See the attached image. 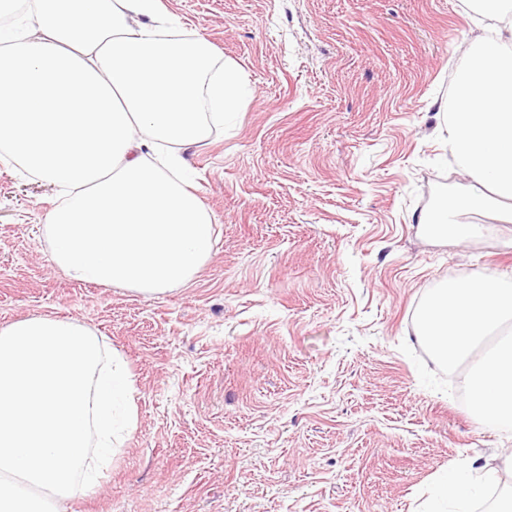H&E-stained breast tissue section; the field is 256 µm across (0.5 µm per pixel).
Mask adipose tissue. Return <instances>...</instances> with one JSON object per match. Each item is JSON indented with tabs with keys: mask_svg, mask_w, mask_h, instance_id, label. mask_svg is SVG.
<instances>
[{
	"mask_svg": "<svg viewBox=\"0 0 512 512\" xmlns=\"http://www.w3.org/2000/svg\"><path fill=\"white\" fill-rule=\"evenodd\" d=\"M495 21L467 57L439 133L483 192L452 195L421 219L424 239L459 245L489 199L512 206V0H484ZM0 0V161L60 189L44 226L71 280L144 296L192 281L210 259L213 220L188 181L170 176L207 124L237 110L248 85L205 38L181 34L162 0H31L13 20ZM512 512V455L437 482L460 505L482 488Z\"/></svg>",
	"mask_w": 512,
	"mask_h": 512,
	"instance_id": "adipose-tissue-1",
	"label": "adipose tissue"
}]
</instances>
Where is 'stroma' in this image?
<instances>
[{"instance_id": "1", "label": "stroma", "mask_w": 512, "mask_h": 512, "mask_svg": "<svg viewBox=\"0 0 512 512\" xmlns=\"http://www.w3.org/2000/svg\"><path fill=\"white\" fill-rule=\"evenodd\" d=\"M251 89L182 166L218 229L192 283L74 282L43 228L54 186L0 163V327L70 318L137 388V424L61 512H423L435 478L512 436L420 383L400 343L434 286L512 270L490 234L437 246L422 215L467 179L430 103L483 34L471 0H162Z\"/></svg>"}]
</instances>
